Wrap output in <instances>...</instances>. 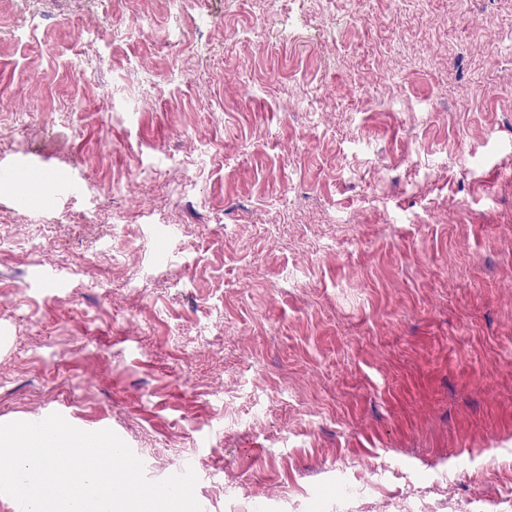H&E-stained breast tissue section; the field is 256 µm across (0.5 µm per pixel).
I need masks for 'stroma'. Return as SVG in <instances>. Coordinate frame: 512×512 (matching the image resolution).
Instances as JSON below:
<instances>
[{
    "label": "stroma",
    "mask_w": 512,
    "mask_h": 512,
    "mask_svg": "<svg viewBox=\"0 0 512 512\" xmlns=\"http://www.w3.org/2000/svg\"><path fill=\"white\" fill-rule=\"evenodd\" d=\"M12 163L0 424L211 512H512V0H0Z\"/></svg>",
    "instance_id": "obj_1"
}]
</instances>
